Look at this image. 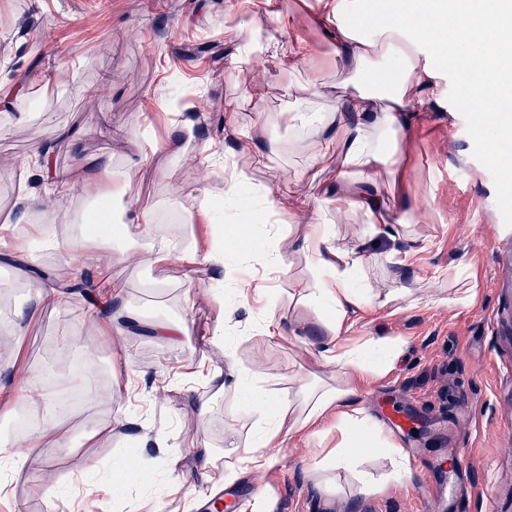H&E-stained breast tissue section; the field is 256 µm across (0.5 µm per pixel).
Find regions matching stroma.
Returning a JSON list of instances; mask_svg holds the SVG:
<instances>
[{"instance_id":"35a3bbf8","label":"stroma","mask_w":512,"mask_h":512,"mask_svg":"<svg viewBox=\"0 0 512 512\" xmlns=\"http://www.w3.org/2000/svg\"><path fill=\"white\" fill-rule=\"evenodd\" d=\"M228 7V0H0V82L24 86L15 106L0 105V224L15 215L18 171L50 142L54 167L69 185L62 191L54 179L36 175L30 184L56 207V238L80 235L92 209L91 156L124 164L123 143L137 133L165 143L176 119L174 101L184 91L202 137L225 149L233 144L224 138V102L235 97L243 123L265 113L271 137L287 141L288 74L269 64L262 91L241 97L225 66L239 43L224 24ZM457 95L454 78H447L445 102L431 104V120L417 134L415 178L406 190L433 201L418 267L472 265L477 297L451 307L370 306L353 315L350 330L357 338L401 345L392 369L361 384L357 399L400 448L414 451L417 467H404L395 481L389 461L369 458L363 468L385 482L383 491L360 492L349 478L341 479V491H327L315 485L313 437L283 448L261 475L225 485V503L250 488L252 510L269 488L274 512H512V192L505 190V174L480 159L479 133L456 108ZM223 178L196 147L178 159L161 149L140 166L128 197L152 209L179 242L186 209ZM37 254L34 270L0 259V329L10 328L16 305L30 302L70 261L62 249L41 246ZM86 258L126 287L145 319L183 318L191 334L175 347L141 333L104 338L91 299L82 294L73 296L68 315L42 308L19 340L0 349V364L17 388L44 371L61 387L81 388L84 398L63 422L49 408L41 415L43 424H60L65 432L53 465L29 447L22 463H0L7 473L0 512H83L90 499L97 512H149L158 499L165 512H206L213 497L208 484L194 479L189 450L200 403L209 401L210 418L235 428L242 440L257 422L247 402L226 409L207 387L209 369L224 364L219 351L199 343L214 325V305L204 295L214 283L205 273L185 279L175 262L151 267L142 259L113 260L108 245L88 249ZM188 287L202 290V297L184 303ZM266 314L265 300L252 295L228 330L260 381L292 368L289 337L254 333ZM90 355L98 374L85 388L77 366ZM119 415L162 431L171 453L182 458L180 470L168 471L161 456L141 450L125 431L99 444L93 431ZM120 468L134 476L118 496L105 485ZM139 470L154 474L153 487L140 483ZM38 477L56 489L53 501L34 492Z\"/></svg>"}]
</instances>
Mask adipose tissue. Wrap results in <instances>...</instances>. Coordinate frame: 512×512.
Returning a JSON list of instances; mask_svg holds the SVG:
<instances>
[{"instance_id":"adipose-tissue-1","label":"adipose tissue","mask_w":512,"mask_h":512,"mask_svg":"<svg viewBox=\"0 0 512 512\" xmlns=\"http://www.w3.org/2000/svg\"><path fill=\"white\" fill-rule=\"evenodd\" d=\"M251 2L238 0L227 13L242 40L230 67L238 87L247 92L263 83L265 65L271 60L294 78L288 126L295 137L280 144L270 139L264 121L243 125L239 103L225 102L224 133L232 137L234 147L232 161L224 167L223 198L235 209L236 219L228 226L218 224L219 209L212 195L204 194L198 210L187 212L184 221L210 223L211 236L183 247L170 245L161 235L152 211L125 201L138 164L148 160L155 143H143L137 159L121 168L108 158L93 159L92 180L100 188L95 204L101 217L95 233L63 241V248L73 255L67 276L77 280L86 275L93 281L101 335L122 336L127 328L141 325L148 334L174 345L187 334L185 321H143L130 306L125 287L82 258L90 244L109 241L113 206L122 208L128 243L142 244L152 266L176 260L187 274L202 270L221 283L234 279L228 243L237 244L238 258L258 257L268 277L286 273L287 257L301 255L308 282L289 294L287 316L269 313L257 330L268 338L291 336L300 360L288 375L292 398L254 384L243 363L228 354L227 305L216 298L209 343L227 357L224 368L210 374L215 393L228 402L248 400L265 426L245 445L247 455L221 467L206 442L217 426L204 413L200 435L190 447L199 460L201 478L225 485L247 467L258 472L271 467L282 448L319 434L328 425L336 430V442H320L316 450L322 484L335 486V475L341 472L366 488L370 479L361 469L366 458L397 465L402 452L356 402L355 386L368 375L387 371L400 347L370 339L346 343L348 314L351 308L375 303L398 311L418 300L406 278L410 251L394 247L374 253L368 245L382 238L396 240L401 230L427 221V203L412 205L399 197L387 206L383 195L408 180L414 136L426 119L428 103L442 98L447 74L456 78L458 104L472 116L486 160L501 162L504 133L512 129L503 85L512 57L501 52L503 45L512 46V0H313L306 23L329 44L323 57L299 35L285 47L274 40L259 46L258 29L242 21V11ZM285 147L300 152L304 165L284 188L267 190L256 182L253 163L259 155L271 158ZM316 182L322 185L318 195L308 190ZM344 224L355 227L347 244L341 241ZM377 262L388 265L390 288L368 279L366 266ZM315 326L320 332L312 351L307 334ZM312 352L323 365L336 367L342 382L330 386L314 377L304 362Z\"/></svg>"}]
</instances>
